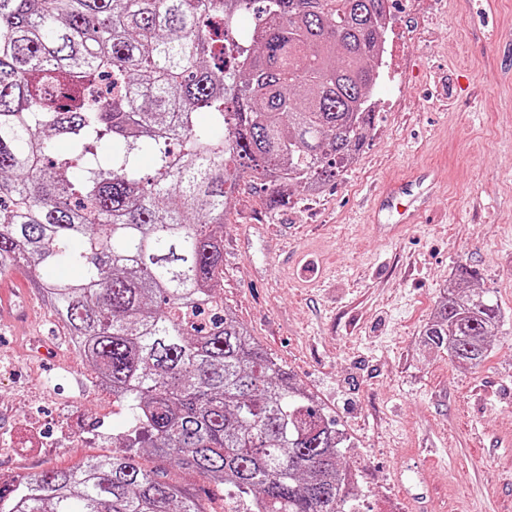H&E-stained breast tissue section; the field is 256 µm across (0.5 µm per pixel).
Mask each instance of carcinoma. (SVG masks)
I'll return each instance as SVG.
<instances>
[{
	"label": "carcinoma",
	"instance_id": "1",
	"mask_svg": "<svg viewBox=\"0 0 512 512\" xmlns=\"http://www.w3.org/2000/svg\"><path fill=\"white\" fill-rule=\"evenodd\" d=\"M388 2L0 0V273L33 278L135 433L1 481L0 512H205L140 463L142 434L244 512H347L336 421L219 280L241 183L323 185L365 144ZM477 280L460 266L423 332L469 369L501 322Z\"/></svg>",
	"mask_w": 512,
	"mask_h": 512
}]
</instances>
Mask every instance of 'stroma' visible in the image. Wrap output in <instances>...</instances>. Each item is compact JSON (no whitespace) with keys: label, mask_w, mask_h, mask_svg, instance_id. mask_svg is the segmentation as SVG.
I'll return each instance as SVG.
<instances>
[{"label":"stroma","mask_w":512,"mask_h":512,"mask_svg":"<svg viewBox=\"0 0 512 512\" xmlns=\"http://www.w3.org/2000/svg\"><path fill=\"white\" fill-rule=\"evenodd\" d=\"M486 20L455 0H397L373 88L374 126L356 166L320 195L270 207L273 185L236 190L224 226L226 307L350 439L356 512H512V69L491 29L512 31V0ZM431 168L418 224L388 241L366 224L377 184ZM479 274L503 321L477 371L426 344L456 269ZM0 316V477L122 453L129 429L96 370L70 347L39 289L9 274ZM206 512L230 491L155 457Z\"/></svg>","instance_id":"1"}]
</instances>
